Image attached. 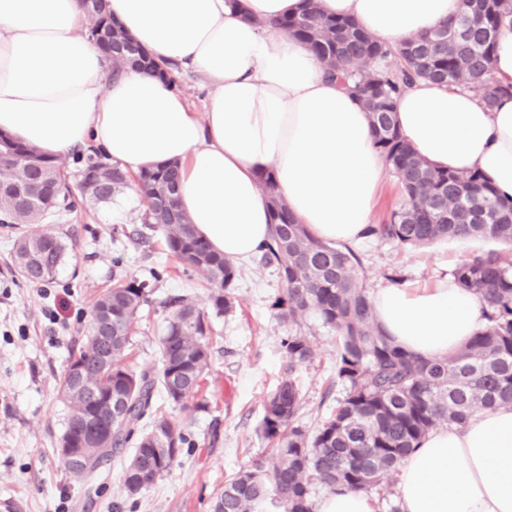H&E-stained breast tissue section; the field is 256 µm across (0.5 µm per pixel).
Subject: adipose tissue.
<instances>
[{"label":"adipose tissue","instance_id":"adipose-tissue-1","mask_svg":"<svg viewBox=\"0 0 512 512\" xmlns=\"http://www.w3.org/2000/svg\"><path fill=\"white\" fill-rule=\"evenodd\" d=\"M389 44L455 17L461 0H317ZM307 0H108L124 29L161 65L195 70L203 110L139 69L104 80L81 0H0V131L62 157L100 145L126 172L168 162L176 197L199 234L246 261L271 235L258 176L271 171L290 213L331 244H357L374 220L387 171L368 112L322 73L277 19ZM402 136L430 166L482 172L512 198V96L487 108L472 91L420 80L396 100ZM377 321L424 359L456 351L486 323L482 302L442 277L431 288L389 283ZM402 512H512V405L431 431L400 465Z\"/></svg>","mask_w":512,"mask_h":512}]
</instances>
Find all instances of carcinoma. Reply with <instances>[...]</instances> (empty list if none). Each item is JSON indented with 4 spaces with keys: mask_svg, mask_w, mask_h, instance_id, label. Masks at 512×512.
<instances>
[{
    "mask_svg": "<svg viewBox=\"0 0 512 512\" xmlns=\"http://www.w3.org/2000/svg\"><path fill=\"white\" fill-rule=\"evenodd\" d=\"M96 18L115 53L108 58L111 76L128 64L149 63L140 45L124 40L106 0H97ZM278 25L310 46L328 78L354 83L369 113L375 146L401 186V204L386 222L370 225L367 236L405 247L444 238H490L512 246V200L501 198L478 172L432 168L409 148L395 119L397 97L418 78L477 87L489 108L512 94V85L492 74L499 33L506 25L512 28V0H463L456 20L396 44L378 41L348 19L323 14L316 0ZM0 157L5 162L0 224L32 226L14 240V266L24 280L48 283L67 244L36 226L59 209L77 208L70 172L58 158L15 139L0 143ZM82 172L101 175L86 192L95 203L112 201L128 186L119 167L89 156ZM178 179L175 165L133 177L147 206L145 223L163 233L184 268L203 275L211 310L184 297L171 300L175 310L160 340V367L136 370L125 355L148 294L145 285L118 279L94 301L90 329L59 385L65 406L60 442L72 448L81 447L87 424L102 419L112 396L125 398L123 414L106 420L104 439L86 463L63 465L75 482L90 486L102 464L134 440L136 449L122 476V491L129 497L168 472L188 444L173 415L154 409L156 389L163 390L171 408L187 407L209 368V312L220 315L233 307L230 286L237 268L211 249L178 209ZM259 183L273 221L260 263L275 268L284 283L273 307L291 324L299 326L314 313L336 331V379L344 394L316 431L296 425L301 408L296 372L314 361L316 351L298 330L282 339L287 372L264 402L260 425L273 448L224 484L212 512H255L267 501L278 512H314V487L367 492L398 470L437 426L461 425L477 412L512 405V253H475L458 264L455 281L486 304L487 325L459 351L423 359L395 345L379 328L368 286L355 272L354 251L326 243L297 223L277 194L271 172L261 173ZM76 370L83 374L79 388L72 384Z\"/></svg>",
    "mask_w": 512,
    "mask_h": 512,
    "instance_id": "obj_1",
    "label": "carcinoma"
}]
</instances>
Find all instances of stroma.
I'll list each match as a JSON object with an SVG mask.
<instances>
[{"instance_id":"obj_1","label":"stroma","mask_w":512,"mask_h":512,"mask_svg":"<svg viewBox=\"0 0 512 512\" xmlns=\"http://www.w3.org/2000/svg\"><path fill=\"white\" fill-rule=\"evenodd\" d=\"M122 196L129 202L123 212L97 204L42 223L68 249L53 282L41 287L18 275L10 256L15 232L0 226V512H210L225 479L267 451L258 434L262 404L286 372L280 341L293 328L272 307L283 288L277 272L254 258L238 266L233 309L210 317V370L200 393L205 407L175 413L191 448L131 498L121 490L123 458L105 465L90 487L66 473L57 448L64 430L58 379L75 339L87 331L95 299L114 276L142 282L148 291L126 356L137 369L159 363L169 298L186 295L209 305L203 277L184 271L162 233L145 224L146 206L135 188ZM500 247L493 239H445L410 248L370 237L354 247L355 270L372 290L394 276L424 287L471 253ZM303 331L317 357L299 373L298 423L312 431L332 413L343 388L336 380L335 332L314 316Z\"/></svg>"}]
</instances>
